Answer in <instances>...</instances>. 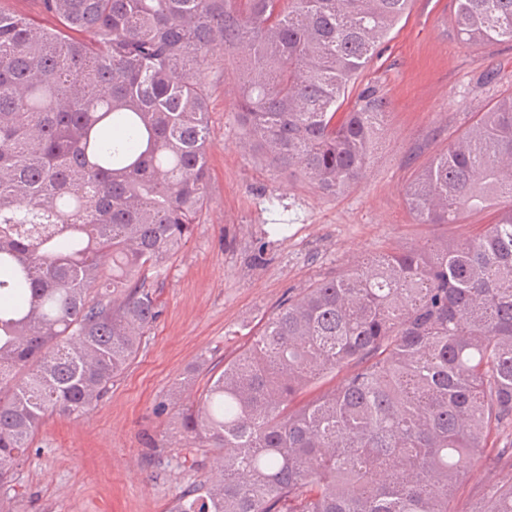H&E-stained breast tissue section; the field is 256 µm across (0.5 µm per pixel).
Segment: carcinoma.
Returning <instances> with one entry per match:
<instances>
[{"label": "carcinoma", "instance_id": "cac0c4a2", "mask_svg": "<svg viewBox=\"0 0 512 512\" xmlns=\"http://www.w3.org/2000/svg\"><path fill=\"white\" fill-rule=\"evenodd\" d=\"M410 2L40 0L41 26L0 0L1 488L48 419L107 397L159 316L154 284L208 200L214 48L238 56L245 146L336 193L385 115L368 89L342 110L349 87ZM451 24L512 42V0H456ZM405 199L420 224L498 215L283 300L179 412L223 454L170 512H455L476 464L512 458V92ZM470 512H512V475Z\"/></svg>", "mask_w": 512, "mask_h": 512}]
</instances>
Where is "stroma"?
<instances>
[{
    "label": "stroma",
    "mask_w": 512,
    "mask_h": 512,
    "mask_svg": "<svg viewBox=\"0 0 512 512\" xmlns=\"http://www.w3.org/2000/svg\"><path fill=\"white\" fill-rule=\"evenodd\" d=\"M455 0H412L353 90L386 103L367 172L336 194L266 166L240 143L236 57L208 72L210 201L157 284L160 316L109 397L81 417L53 418L15 473L12 512H168L197 469L174 411L252 337L288 294L378 252L475 236L495 209L461 223H417L404 189L501 94L512 91V43L480 48L450 27ZM166 449L146 456L149 437Z\"/></svg>",
    "instance_id": "35a3bbf8"
}]
</instances>
